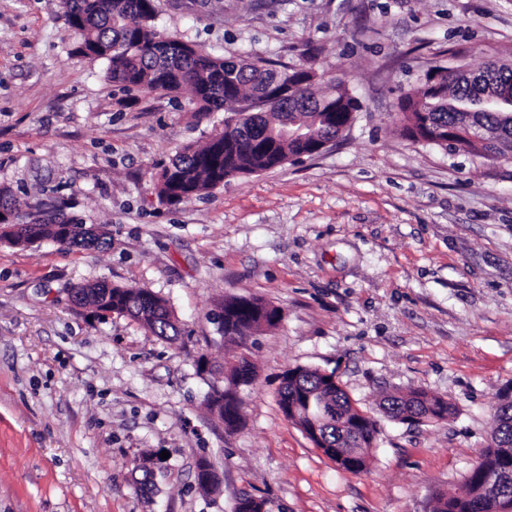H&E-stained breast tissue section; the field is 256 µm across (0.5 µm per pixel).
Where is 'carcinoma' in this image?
<instances>
[{
  "mask_svg": "<svg viewBox=\"0 0 512 512\" xmlns=\"http://www.w3.org/2000/svg\"><path fill=\"white\" fill-rule=\"evenodd\" d=\"M65 19L74 40V52L108 64L107 77L124 90L146 89L174 93L190 88L199 112L227 111L224 129L202 146H187L165 166L155 189L161 202L172 205L190 196L224 184V181L248 176L261 170L281 167L299 159L306 144L299 140L277 141L274 130L284 124L302 128L312 139L338 134L353 122L361 110L359 100L342 83H331L315 90L317 78L311 67H288L264 59L228 55L213 56L195 44L176 36H162L154 28L155 0H63ZM507 87L512 90V64H500L468 77L448 81V68L432 66L420 85L403 94L397 103V116L404 130L416 142L437 146L450 154L462 149L486 160L512 154V124L501 112H480L468 119L454 112L451 104L466 96L491 95ZM57 221L36 220L20 224L11 237L12 245L22 246L34 239H63L79 248H99L107 237L98 236L84 224L69 223L62 233ZM90 301L83 307L104 319L114 313L141 321L155 335H178L166 301L141 288L97 282L86 285ZM221 334L242 338L263 324L265 305L258 299L248 301L233 297L224 300ZM238 366L224 376V384L213 385L208 396L209 409L225 417L224 406L217 400L238 401V392L255 383L256 372L245 355L235 357ZM320 390L317 371L308 372L296 385L280 389V406L300 391ZM322 391V390H320ZM326 406L341 404L353 409L348 394L338 389L322 391ZM417 399L418 407L438 418L449 413L448 402L421 391L387 396L383 407L390 417L400 418V406L408 397ZM377 428L361 429L362 447H349V453L368 455ZM512 464V427L507 425L495 435L494 446L480 455V473ZM434 512H493L459 495L443 493Z\"/></svg>",
  "mask_w": 512,
  "mask_h": 512,
  "instance_id": "1",
  "label": "carcinoma"
}]
</instances>
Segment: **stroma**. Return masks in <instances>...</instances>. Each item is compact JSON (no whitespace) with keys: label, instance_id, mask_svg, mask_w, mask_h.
Here are the masks:
<instances>
[{"label":"stroma","instance_id":"stroma-1","mask_svg":"<svg viewBox=\"0 0 512 512\" xmlns=\"http://www.w3.org/2000/svg\"><path fill=\"white\" fill-rule=\"evenodd\" d=\"M156 5L161 34L313 66L362 108L322 153L170 206L159 172L224 112L195 111L187 90L119 89L73 54L61 0H0V192L110 233L80 252L0 244V512H236L246 494L267 512H433L439 492H465L512 392V160L412 141L393 111L430 65L512 61V0ZM99 281L163 297L178 339L71 304ZM233 296L281 318L222 338L214 314ZM242 353L257 377L229 431L205 396ZM294 366L334 374L373 416L367 470L338 469L284 417ZM412 390L453 414L382 411ZM203 459L216 491L197 486Z\"/></svg>","mask_w":512,"mask_h":512}]
</instances>
